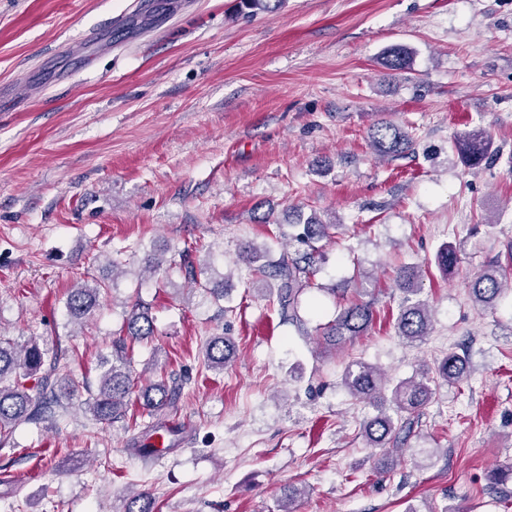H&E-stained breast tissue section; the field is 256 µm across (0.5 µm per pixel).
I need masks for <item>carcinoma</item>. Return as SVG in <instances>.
<instances>
[{
  "instance_id": "cac0c4a2",
  "label": "carcinoma",
  "mask_w": 512,
  "mask_h": 512,
  "mask_svg": "<svg viewBox=\"0 0 512 512\" xmlns=\"http://www.w3.org/2000/svg\"><path fill=\"white\" fill-rule=\"evenodd\" d=\"M410 59V49L395 46L388 49L382 64L391 71L406 68ZM374 149L386 156L397 157L411 146L410 136L403 128L391 122H381L370 130ZM453 147L464 164L470 169H480L489 164L496 153L491 150L487 132L478 127L457 137ZM301 231L291 236V240L304 246L293 252L283 251L278 258L262 257L252 243L241 246L240 257L250 263L264 259L255 268L262 289L275 293L280 314L288 318L301 336L310 335L306 322L299 314L300 297L306 291L317 288L313 278L318 256L314 243L329 236L333 225L326 224L311 215L298 222ZM438 266L450 273L458 263L456 251L444 246L436 254ZM184 278L194 287L210 295L216 301L224 299V281H217L208 275L209 266L197 265L187 259L183 265ZM416 266L404 265L395 276L396 286L404 294L396 317V334L409 344H420L431 330L429 304L418 299L421 289L417 279ZM110 285L97 281L94 285H82L69 291L66 299L67 316L70 322L81 325L93 315L98 307L101 293ZM512 290V273L499 264L487 266L468 281V291L474 302L493 308L505 293ZM374 319L370 303L359 298L349 301L321 333L323 341L334 349L346 341L362 336ZM155 335L154 317L151 304L137 296L127 305L121 334L112 339V358L100 361L102 372L97 391H88L85 405L98 423H110L125 413L128 400L136 396L151 412L158 413L175 404L180 387L165 379L137 388L131 376V345L143 343ZM234 354L233 343L224 336L210 339L205 349L207 366L216 370L224 369ZM65 354L57 348L29 340L24 344L15 339L0 335V443L13 437L16 428L24 423H39L53 418L56 408L63 400L71 399L77 392L78 384L69 376L59 374ZM467 358L450 353L437 365L436 377L429 376V370L422 369L416 375L391 385L376 366L363 361L352 360L346 363L341 384L355 399L372 405L376 415L362 423V429L370 445L385 447L396 436L398 422L404 413L412 414L422 409L432 395L431 382L440 379L454 384L466 378ZM393 411H388V408ZM512 480V469L495 472L491 483L498 488L501 499L512 498L507 482ZM154 499L143 491L125 504L124 512H153Z\"/></svg>"
}]
</instances>
